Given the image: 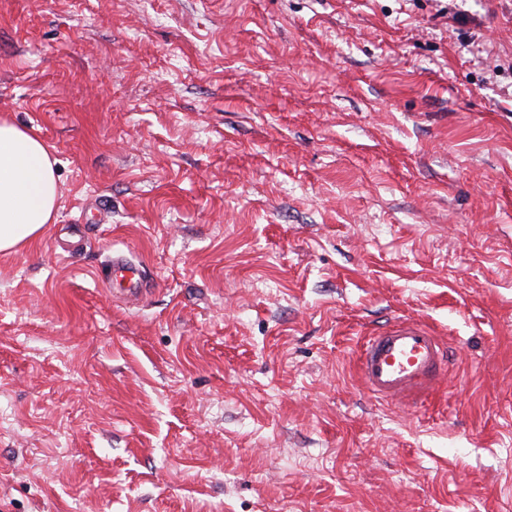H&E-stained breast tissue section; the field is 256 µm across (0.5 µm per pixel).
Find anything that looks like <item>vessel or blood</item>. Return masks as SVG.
Here are the masks:
<instances>
[{"label":"vessel or blood","instance_id":"b4317fda","mask_svg":"<svg viewBox=\"0 0 512 512\" xmlns=\"http://www.w3.org/2000/svg\"><path fill=\"white\" fill-rule=\"evenodd\" d=\"M111 267L121 299L138 303L146 293L142 266L116 253ZM447 359L442 341L429 325L401 320L365 337L357 351L356 370L371 396L400 399L433 392Z\"/></svg>","mask_w":512,"mask_h":512}]
</instances>
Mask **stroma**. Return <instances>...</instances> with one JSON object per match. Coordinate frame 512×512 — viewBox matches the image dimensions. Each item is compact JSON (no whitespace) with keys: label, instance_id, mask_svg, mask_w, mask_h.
Returning a JSON list of instances; mask_svg holds the SVG:
<instances>
[{"label":"stroma","instance_id":"35a3bbf8","mask_svg":"<svg viewBox=\"0 0 512 512\" xmlns=\"http://www.w3.org/2000/svg\"><path fill=\"white\" fill-rule=\"evenodd\" d=\"M0 118L60 184L0 512H512V0H0ZM396 319L451 355L410 405L355 372ZM112 283L115 281L120 288H116L119 297L127 304L138 303L147 293L144 288V270L140 263H136L125 254L112 255Z\"/></svg>","mask_w":512,"mask_h":512}]
</instances>
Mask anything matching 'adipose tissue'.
<instances>
[{"instance_id": "ef3b65f1", "label": "adipose tissue", "mask_w": 512, "mask_h": 512, "mask_svg": "<svg viewBox=\"0 0 512 512\" xmlns=\"http://www.w3.org/2000/svg\"><path fill=\"white\" fill-rule=\"evenodd\" d=\"M48 146L35 131L0 121V252L40 238L58 206Z\"/></svg>"}]
</instances>
